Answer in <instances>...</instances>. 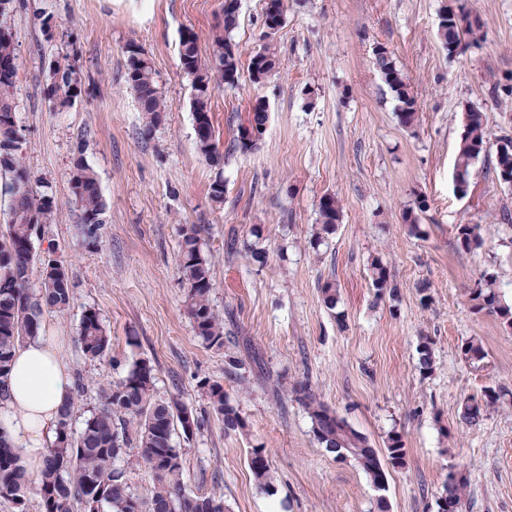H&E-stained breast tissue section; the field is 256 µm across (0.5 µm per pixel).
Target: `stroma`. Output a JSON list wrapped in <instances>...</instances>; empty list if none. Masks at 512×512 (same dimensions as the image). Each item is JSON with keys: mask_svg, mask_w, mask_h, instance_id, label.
I'll use <instances>...</instances> for the list:
<instances>
[{"mask_svg": "<svg viewBox=\"0 0 512 512\" xmlns=\"http://www.w3.org/2000/svg\"><path fill=\"white\" fill-rule=\"evenodd\" d=\"M486 22V37L449 57L437 35L443 0H286V23L274 43L282 65L265 83L241 76L237 89L215 86L211 112L224 162L200 154L191 101L193 81L179 43L198 36L209 62L222 27L224 0H20L11 18L19 70L12 97L23 130L22 156L62 210L37 250L54 246L73 283L65 315L45 314L70 372L87 384L83 407L99 404L98 387L121 379L136 359L155 367L158 397L177 399L205 422L184 452L190 490L223 494L228 512H436L448 473L470 479L463 512H512V403L491 408L474 427L461 423V401L486 388L512 391V330L496 315L474 313L468 296L492 274L512 305V187L482 155L466 195L456 194L453 166L465 109L483 114L491 138L512 134V0H454ZM264 0H241L233 32L242 59L262 44ZM51 16L44 32L39 12ZM147 52L168 102L162 123L142 137V114L125 83V46ZM385 45L408 76L418 102L417 127L403 126L397 103L373 65ZM73 72L80 94L51 105L52 66ZM265 99L270 123L260 148L229 149L250 102ZM96 172L106 201L98 247L86 245L73 201V161ZM224 181V199L209 187ZM327 193L343 221L326 248L309 245L317 204ZM428 207L418 234L403 212ZM209 227L212 300L233 311L222 349L194 334L177 270L184 228ZM264 229L265 264L227 254L228 234L250 239ZM483 227L480 247L458 248L456 228ZM386 254L398 300L376 301L368 277ZM336 281V310L320 286ZM427 286L422 303L419 286ZM95 309L112 338V355L85 360L79 325ZM434 342L436 368L422 376L416 347ZM478 339L481 362L460 347ZM217 381L247 423L225 431L201 395ZM306 383L318 400L383 447L391 432L406 444L405 467L390 470L377 491L351 459L318 445L292 388ZM265 449L272 485L260 488L247 464Z\"/></svg>", "mask_w": 512, "mask_h": 512, "instance_id": "1", "label": "stroma"}]
</instances>
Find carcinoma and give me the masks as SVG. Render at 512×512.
<instances>
[{
    "mask_svg": "<svg viewBox=\"0 0 512 512\" xmlns=\"http://www.w3.org/2000/svg\"><path fill=\"white\" fill-rule=\"evenodd\" d=\"M15 8V0H0V87L14 86L18 74V57L9 27ZM239 10L240 0H224L223 32L213 38L211 60L207 64L199 59L195 33L190 31L180 39V63L193 78L195 89L191 108L197 147L215 166L224 161V155L215 137L211 84L219 81L229 89L239 84L241 58L231 36L239 24ZM285 16V0H264L263 27L278 31L285 23ZM437 37L451 58L463 46L484 39V22L460 27L457 19L441 16ZM264 38L266 43L247 64L250 79L256 84L269 79L281 65L273 43L274 34L266 32ZM126 54V84L143 114L141 134L148 137L162 122L167 104L156 85L152 61L141 45L129 41ZM375 69L397 102L401 124L408 128L416 126L417 100L405 73L383 45L376 50ZM53 74L55 80L48 86L49 99L66 106L77 97L70 72L57 67ZM14 117L16 112L9 105L0 104V174L8 177L4 188L9 196L7 221L0 229V398L6 391L16 349L38 336L45 313L63 315L73 299V285L64 260L50 249L41 254L35 251L34 238L56 223L61 207L53 193L37 190L38 179L22 162L11 122ZM467 117L453 171L454 188L461 195L469 190L476 160L491 147L482 112L470 108ZM269 121L266 100L255 99L246 117L253 130L252 137L242 136L243 124H238L231 149L243 154L256 150ZM71 192L82 213L84 240L88 246L96 247L103 236L106 202L95 171L80 157L73 163ZM426 208V200L420 199L416 208L404 212L403 222L410 233H419L420 213ZM317 215L310 239L315 250L327 244L329 236L336 233L343 217L340 200L332 194L321 197ZM204 231L205 226L201 224L183 231L177 268L187 288L185 309L195 335L205 345L220 349L224 346V318L212 305L214 279L211 259L203 249ZM482 231L480 224L458 225L457 245L463 250L478 247ZM251 234L253 241L238 244L232 240L227 249L243 251L263 263L266 250L262 247L261 226L253 227ZM35 266L39 268L36 289L30 283ZM369 278L375 300L398 299L397 288L392 285L387 262L382 257L371 259ZM320 291L324 305L336 309L340 296L336 282L325 281ZM469 300L474 311L494 314L504 328L512 330V306L502 302L493 276L479 279L469 289ZM79 341L84 358L90 362L101 360L112 351L111 336L93 309L85 310L82 315ZM433 345L431 337H419L416 351L419 370L424 376L431 375L435 369ZM461 354L471 362L485 358L482 343L474 338L462 344ZM199 389L212 412L223 420L225 429H246L245 420L230 403L222 384L205 380ZM84 390V379L78 374L72 397L61 408L54 440L36 478H31L21 465L15 446L0 433V499L11 503L13 512H29L28 494L32 490L39 498L40 512H226L223 494H196L187 490L183 452L174 444L173 436L178 432L185 440L192 439L204 419L176 399L156 397L154 366L150 360L135 361L122 379L103 387L101 407L89 411L76 429L73 427L75 400ZM295 393L311 418L317 443L338 459L353 458L376 489L386 490L388 468L405 465L402 435L395 432L388 436L384 447L375 448L363 433L318 401L305 385L295 388ZM508 396L512 393L507 390L490 388L479 398L467 397L460 405L459 419L467 426H476L489 409ZM133 448L154 476L153 486L144 496L132 491L127 471L116 467V461ZM248 466L260 487L270 483L265 449H253ZM468 488L467 475L448 474L436 498L437 512H460Z\"/></svg>",
    "mask_w": 512,
    "mask_h": 512,
    "instance_id": "obj_1",
    "label": "carcinoma"
}]
</instances>
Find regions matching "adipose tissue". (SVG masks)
<instances>
[{"mask_svg":"<svg viewBox=\"0 0 512 512\" xmlns=\"http://www.w3.org/2000/svg\"><path fill=\"white\" fill-rule=\"evenodd\" d=\"M72 385L71 373L51 337L38 336L17 350L8 394L0 401V432L12 441L30 472L40 468Z\"/></svg>","mask_w":512,"mask_h":512,"instance_id":"ef3b65f1","label":"adipose tissue"}]
</instances>
